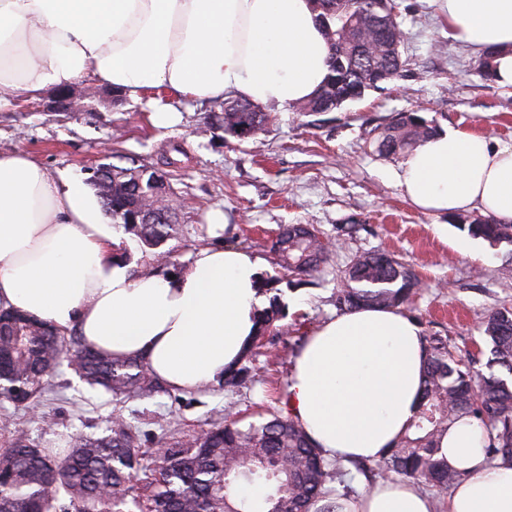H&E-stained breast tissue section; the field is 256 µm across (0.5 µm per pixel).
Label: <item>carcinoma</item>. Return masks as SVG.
<instances>
[{
	"mask_svg": "<svg viewBox=\"0 0 512 512\" xmlns=\"http://www.w3.org/2000/svg\"><path fill=\"white\" fill-rule=\"evenodd\" d=\"M318 7L331 50L329 74L319 93L299 111L331 112L400 76L405 33L396 0H318ZM218 121L225 134L246 139L267 123L268 115L246 100L228 96ZM432 133L424 119L403 112L379 129L375 150L382 156L400 155ZM102 179L109 186L97 195L113 223L126 225L137 217L132 228L147 246L170 235L172 212L155 199L154 189L162 179L158 171L112 165ZM460 228L492 247L504 242L512 246V224L476 217ZM276 255L278 264L295 277L312 275L325 259L316 230L304 225L288 228V247ZM419 288L406 264L369 253L346 269L336 306L407 312ZM280 313L275 297L259 310L258 332L248 349L261 343ZM482 333L489 346V374L478 378L471 370L477 359L453 356L446 336H423L419 409L405 433L377 461L380 470L421 487L448 490L461 472L438 457V442L448 426L463 417L477 420L485 429L488 459L512 461V310L491 312ZM68 344L78 348L75 370L93 389L128 400L167 392L142 359L93 352L74 333L67 338L43 322L5 310H0V381L20 396H33ZM240 422L230 413L224 425L182 446L153 437L161 451L147 476L140 512H256L255 504L233 496L239 483L255 481L269 489L262 512H311L327 497L324 487L333 481L344 490L336 497H352L344 467L314 448L291 416L276 413L245 428ZM140 459L139 431L124 421L113 425L109 434L72 448L33 445L16 432L0 448V512H119L126 483L140 467Z\"/></svg>",
	"mask_w": 512,
	"mask_h": 512,
	"instance_id": "1",
	"label": "carcinoma"
}]
</instances>
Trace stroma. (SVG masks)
<instances>
[{"label":"stroma","mask_w":512,"mask_h":512,"mask_svg":"<svg viewBox=\"0 0 512 512\" xmlns=\"http://www.w3.org/2000/svg\"><path fill=\"white\" fill-rule=\"evenodd\" d=\"M397 2L406 33L403 68L385 91L333 112L270 113L263 129L244 140L225 135L216 120L220 103L174 98L161 88L133 99L85 81L69 91L74 112L57 111L50 93L17 96L0 107L1 153L25 152L52 173L85 181L100 165L156 167L180 148L179 164L164 169L174 229L152 249L128 234L127 263L136 271L176 273L200 248L234 246L262 260L267 295L284 310L247 359L245 385L120 401L90 388L64 363L46 377L38 408L0 397V423L25 431L35 444L58 435L70 443L105 436L120 418L177 443L223 422L230 404L252 421L284 410L296 350L336 314L344 270L370 251L391 254L418 275L414 314L424 333L447 336L461 356L485 349L487 316L512 307V275L502 270L512 248H490L461 230L471 212L435 216L412 206L396 181L400 158L379 156L373 131L408 112L438 131H479L512 146V86L477 74V53L449 36L427 0ZM158 107L178 113L179 122L154 126L149 115ZM214 209L228 222L217 236L207 223ZM288 224L314 225L328 249L326 264L305 282L289 277L272 250ZM463 241L468 251L459 250Z\"/></svg>","instance_id":"stroma-1"}]
</instances>
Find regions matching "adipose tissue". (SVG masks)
I'll return each mask as SVG.
<instances>
[{"mask_svg":"<svg viewBox=\"0 0 512 512\" xmlns=\"http://www.w3.org/2000/svg\"><path fill=\"white\" fill-rule=\"evenodd\" d=\"M452 37L494 50L512 86V0H428ZM330 46L314 0H0V93L37 97L86 79L129 97L165 87L197 100L232 94L285 109L313 98ZM400 187L423 212L470 209L512 222V146L447 130L401 164ZM124 234L77 178H55L23 152L0 154V309L76 332L84 347L140 358L171 390L219 384L244 355L264 304L260 258L199 249L174 277L135 272ZM420 325L393 308L346 311L296 353L288 409L325 456L376 460L419 406ZM438 454L464 477L448 512H512V463L488 461L484 431L453 424ZM343 512H433L416 484L379 481Z\"/></svg>","mask_w":512,"mask_h":512,"instance_id":"ef3b65f1","label":"adipose tissue"}]
</instances>
